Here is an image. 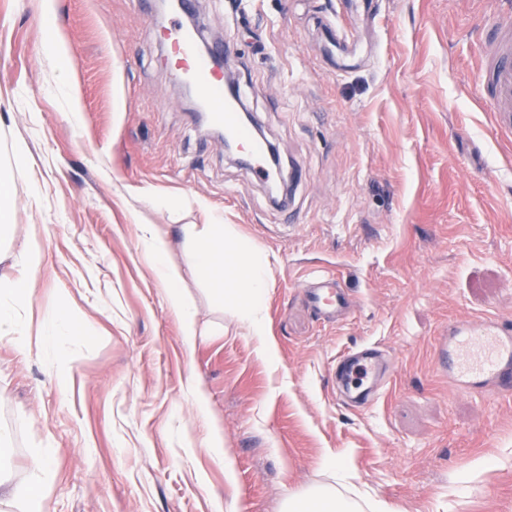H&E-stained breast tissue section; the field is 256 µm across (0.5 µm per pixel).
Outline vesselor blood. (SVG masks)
<instances>
[{"label": "vessel or blood", "mask_w": 512, "mask_h": 512, "mask_svg": "<svg viewBox=\"0 0 512 512\" xmlns=\"http://www.w3.org/2000/svg\"><path fill=\"white\" fill-rule=\"evenodd\" d=\"M495 54L481 75L495 104V122L501 132H512V29L499 27L494 40ZM177 72L190 80L197 96L205 103L209 121L233 132L248 145L255 173L271 178L266 163V147L240 123L238 110L228 97L222 78L210 64L197 56L188 36L172 46ZM303 293L310 307L320 316L331 318L349 304L347 295L331 275L309 280ZM437 363L458 391L484 396L512 392V323L500 319L478 322L456 321L448 326V342ZM388 370L387 361L376 350L367 348L345 354L336 362V374L344 383L352 403L364 405L378 396L377 387H360V374L380 377Z\"/></svg>", "instance_id": "b4317fda"}]
</instances>
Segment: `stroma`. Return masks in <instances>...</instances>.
<instances>
[{
  "instance_id": "stroma-1",
  "label": "stroma",
  "mask_w": 512,
  "mask_h": 512,
  "mask_svg": "<svg viewBox=\"0 0 512 512\" xmlns=\"http://www.w3.org/2000/svg\"><path fill=\"white\" fill-rule=\"evenodd\" d=\"M373 3L366 53L340 70L314 34L347 27L342 0H194L292 175L283 208L199 123L170 57L183 12L0 0L5 243L43 254L26 334L0 340L1 481L24 482L39 448L45 512H281L288 494L334 483L331 453L399 512H512V394L456 393L437 366L449 323L512 320V135L479 80L486 32L512 23V0ZM146 190L173 201L149 205ZM209 208L268 260L274 361L183 267L181 227ZM143 224L165 230L183 269L207 328L194 346L145 258ZM320 273L352 300L346 317L308 306L302 285ZM61 308L76 334L39 352L42 319ZM363 345L393 367L356 410L334 371ZM217 431L229 474L206 446Z\"/></svg>"
}]
</instances>
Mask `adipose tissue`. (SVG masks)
Returning <instances> with one entry per match:
<instances>
[{"instance_id": "adipose-tissue-1", "label": "adipose tissue", "mask_w": 512, "mask_h": 512, "mask_svg": "<svg viewBox=\"0 0 512 512\" xmlns=\"http://www.w3.org/2000/svg\"><path fill=\"white\" fill-rule=\"evenodd\" d=\"M186 267L201 275L210 287L213 301L238 315L253 335L262 337L261 352L271 356L273 339L267 327L265 296L268 262L258 253L246 252L233 225L221 214H213L209 223L182 227ZM141 244L151 259L155 274L166 291L167 304L179 318L183 341L194 346L203 330L197 311L181 289L182 270L166 258L165 234L158 225L141 227ZM19 273L0 277V339L21 335L25 326L22 310L31 284V276L40 265L36 249L28 248L9 256ZM326 466L336 472L335 485H320L301 494H291L283 502L282 512H397L389 502L362 493L346 496L341 487L346 481L343 460L328 457ZM50 473L42 458H35L29 480L7 486L6 493L18 512H44L43 490Z\"/></svg>"}]
</instances>
